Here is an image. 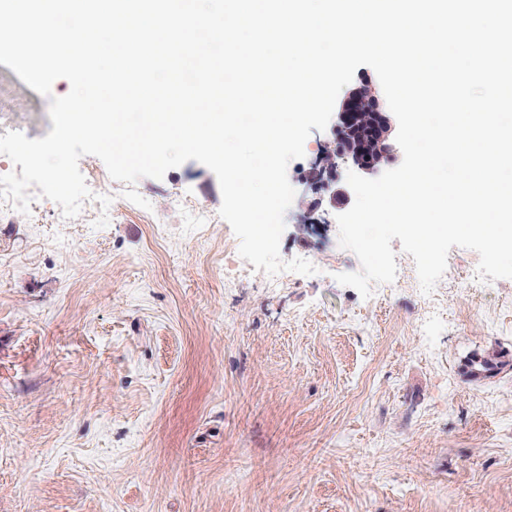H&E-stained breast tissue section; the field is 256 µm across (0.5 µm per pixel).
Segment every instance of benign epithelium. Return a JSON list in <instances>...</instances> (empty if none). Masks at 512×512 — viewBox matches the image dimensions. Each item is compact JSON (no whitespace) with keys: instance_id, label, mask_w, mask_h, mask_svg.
Listing matches in <instances>:
<instances>
[{"instance_id":"1","label":"benign epithelium","mask_w":512,"mask_h":512,"mask_svg":"<svg viewBox=\"0 0 512 512\" xmlns=\"http://www.w3.org/2000/svg\"><path fill=\"white\" fill-rule=\"evenodd\" d=\"M394 119L377 87L366 81L348 92L336 112L330 135L320 144L307 175L305 190L336 200L338 168L348 165L367 177L385 171L395 158Z\"/></svg>"}]
</instances>
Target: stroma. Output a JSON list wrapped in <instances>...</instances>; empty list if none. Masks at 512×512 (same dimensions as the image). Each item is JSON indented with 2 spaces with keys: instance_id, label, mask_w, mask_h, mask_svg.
<instances>
[{
  "instance_id": "stroma-1",
  "label": "stroma",
  "mask_w": 512,
  "mask_h": 512,
  "mask_svg": "<svg viewBox=\"0 0 512 512\" xmlns=\"http://www.w3.org/2000/svg\"><path fill=\"white\" fill-rule=\"evenodd\" d=\"M0 64V136L45 137L51 97ZM107 226L40 199L0 223V512H512V366L470 382L475 352L512 353V279L463 282L451 248L433 297L415 268L340 285L351 201L291 205L273 286L190 160L135 188L79 161ZM209 225L185 223L183 200Z\"/></svg>"
}]
</instances>
